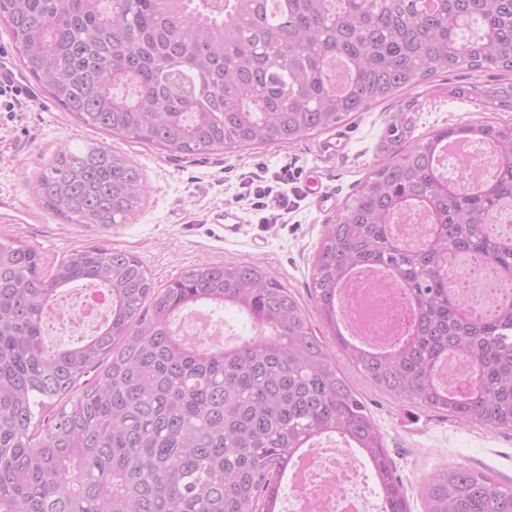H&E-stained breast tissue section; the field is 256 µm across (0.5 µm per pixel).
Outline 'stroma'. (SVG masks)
I'll list each match as a JSON object with an SVG mask.
<instances>
[{
	"label": "stroma",
	"mask_w": 512,
	"mask_h": 512,
	"mask_svg": "<svg viewBox=\"0 0 512 512\" xmlns=\"http://www.w3.org/2000/svg\"><path fill=\"white\" fill-rule=\"evenodd\" d=\"M511 83L495 68L441 71L424 83L356 112L336 127L290 145H256L202 155L179 154L154 144L111 137L77 122L47 95H18L13 110L0 108V237L21 240L40 255L50 274L73 250L102 245L136 255L154 287L199 263L254 262L266 267L299 300L317 334L327 328L311 296L313 264L325 226L337 209L386 159L380 144L401 101H415L411 139L480 121L512 123V112H491L473 99L445 95L448 86ZM103 144L127 155L149 187L128 223L107 228L66 224L31 191L38 173L65 144ZM265 198H256L257 189ZM287 208H280V195ZM235 210L237 234L225 235L215 214ZM336 364L364 399L379 427L408 512H424L420 496L437 470L462 464L512 486V431L488 430L448 419L379 392L336 353Z\"/></svg>",
	"instance_id": "35a3bbf8"
}]
</instances>
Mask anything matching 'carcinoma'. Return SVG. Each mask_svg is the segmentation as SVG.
<instances>
[{
  "label": "carcinoma",
  "instance_id": "cac0c4a2",
  "mask_svg": "<svg viewBox=\"0 0 512 512\" xmlns=\"http://www.w3.org/2000/svg\"><path fill=\"white\" fill-rule=\"evenodd\" d=\"M22 68L86 126L201 154L290 144L395 97L439 71L512 72V0H0ZM478 26L464 41L458 31ZM441 93L512 111V83ZM405 103L390 119L392 154L326 225L313 291L333 341L391 397L461 422L512 430V291L476 313L448 295L441 260L464 255L512 283V238L489 219L512 210V125L445 127L409 147ZM503 159L474 191L434 167L459 132ZM34 193L66 224L135 217L141 169L105 145L62 147ZM424 210L419 244L393 240L396 218ZM363 268L385 270L413 310L387 351L342 332L336 293ZM75 281L107 288L110 315L54 351L45 314ZM225 307L260 332L236 345L189 343L186 310ZM295 296L251 262L185 268L161 289L133 254L70 253L50 277L36 250L0 239V512H275L298 452L327 434L374 470L384 512H408L404 485L371 414ZM455 354L476 381L442 388ZM426 512H512V487L463 466L434 473Z\"/></svg>",
  "mask_w": 512,
  "mask_h": 512
}]
</instances>
